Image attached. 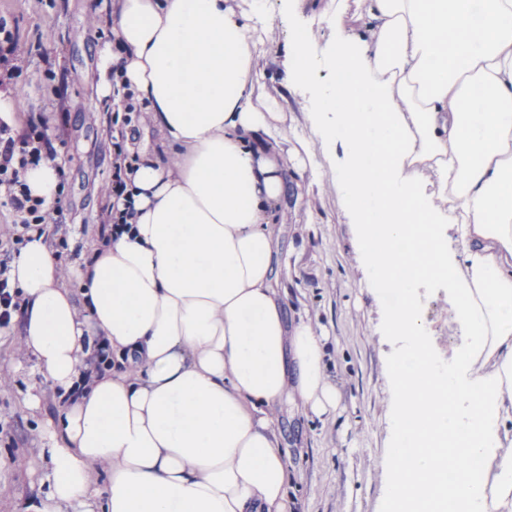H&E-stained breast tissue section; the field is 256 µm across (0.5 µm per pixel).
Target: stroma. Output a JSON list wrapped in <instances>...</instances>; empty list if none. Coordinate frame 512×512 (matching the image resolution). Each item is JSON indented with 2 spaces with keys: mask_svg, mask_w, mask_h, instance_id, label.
Wrapping results in <instances>:
<instances>
[{
  "mask_svg": "<svg viewBox=\"0 0 512 512\" xmlns=\"http://www.w3.org/2000/svg\"><path fill=\"white\" fill-rule=\"evenodd\" d=\"M112 2L0 0V17L31 47L17 60L13 78L0 83V100L10 103L19 131L41 119L56 150L63 222L46 230L71 286L109 205L103 189L112 179L116 104L101 95L98 68L112 42ZM327 2L305 0L303 13L291 17L281 0H265L271 15L265 52L256 61L255 104L287 95L283 51L297 23ZM287 97L282 134L293 165L273 226L279 239L273 288L290 321L310 323L323 336L325 373L339 391L335 412L320 418L290 401L276 410L289 449L290 512H386L395 347L384 331L390 302L366 279L356 227L336 190L342 151L323 152L305 102ZM420 306L437 359L447 363L458 338L444 290L428 283ZM0 378L8 381L0 388V512H24L47 487L40 450L62 402L26 358L16 322L0 327Z\"/></svg>",
  "mask_w": 512,
  "mask_h": 512,
  "instance_id": "35a3bbf8",
  "label": "stroma"
}]
</instances>
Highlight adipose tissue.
Instances as JSON below:
<instances>
[{
	"label": "adipose tissue",
	"mask_w": 512,
	"mask_h": 512,
	"mask_svg": "<svg viewBox=\"0 0 512 512\" xmlns=\"http://www.w3.org/2000/svg\"><path fill=\"white\" fill-rule=\"evenodd\" d=\"M322 15L325 50L298 28L285 87L322 149L341 147L365 274L398 298L390 508L512 512V0H329ZM267 20L232 0H117L101 91L128 83L163 150H138L131 226L92 246L78 291L39 230L11 263L26 351L66 399L33 512H288L272 411L297 399L319 417L338 391L321 337L271 288L288 155L268 145L283 104L253 103ZM430 280L460 338L444 370L418 302Z\"/></svg>",
	"instance_id": "adipose-tissue-1"
}]
</instances>
